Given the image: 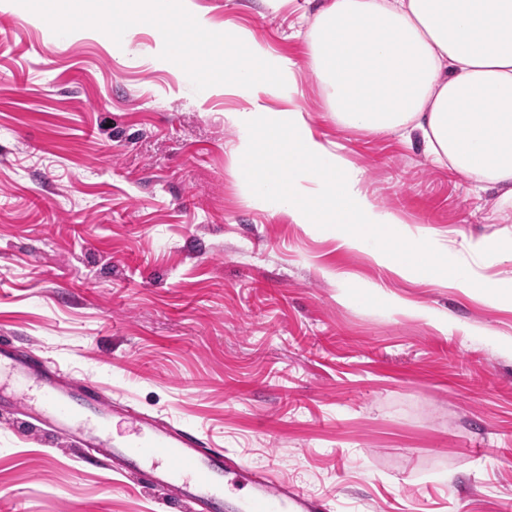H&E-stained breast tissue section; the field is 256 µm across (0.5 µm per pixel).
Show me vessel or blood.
Returning a JSON list of instances; mask_svg holds the SVG:
<instances>
[{
	"mask_svg": "<svg viewBox=\"0 0 512 512\" xmlns=\"http://www.w3.org/2000/svg\"><path fill=\"white\" fill-rule=\"evenodd\" d=\"M0 370L13 380L11 398L28 418L100 449L106 460L170 491L177 510L186 504L193 512H223L224 487L233 482L247 490L235 503L238 512H324L323 500L269 471L204 450L198 433L177 423L132 412L127 416L131 436L114 440L112 403L95 383L61 381L55 366L28 364L5 341H0Z\"/></svg>",
	"mask_w": 512,
	"mask_h": 512,
	"instance_id": "obj_1",
	"label": "vessel or blood"
}]
</instances>
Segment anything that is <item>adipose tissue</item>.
<instances>
[{
    "mask_svg": "<svg viewBox=\"0 0 512 512\" xmlns=\"http://www.w3.org/2000/svg\"><path fill=\"white\" fill-rule=\"evenodd\" d=\"M151 25L161 61L210 94L187 47L211 29L189 0H101L98 32L113 46ZM221 85L242 100L224 119L239 132L237 181L256 206L297 224H357L341 246L367 251L399 275L467 290L486 242L454 251L399 229L367 194L360 170L312 130L295 98L299 64L235 26L224 27ZM308 66L338 125L373 136L419 133L427 156L512 202V0H328L306 31ZM276 155L266 166L259 152ZM406 242L402 252L391 240Z\"/></svg>",
    "mask_w": 512,
    "mask_h": 512,
    "instance_id": "adipose-tissue-1",
    "label": "adipose tissue"
}]
</instances>
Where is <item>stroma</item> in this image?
Here are the masks:
<instances>
[{"mask_svg": "<svg viewBox=\"0 0 512 512\" xmlns=\"http://www.w3.org/2000/svg\"><path fill=\"white\" fill-rule=\"evenodd\" d=\"M320 2L191 7L300 63L298 104L377 204L456 248L486 240L482 274L512 277L496 191L434 164L421 137L337 125L306 65ZM97 22L62 40L25 0L0 7V337L331 512H512V300L402 277L340 247L344 225L250 205L221 49L203 99L157 62L150 28L118 50ZM22 419L0 408V512H172L167 491Z\"/></svg>", "mask_w": 512, "mask_h": 512, "instance_id": "35a3bbf8", "label": "stroma"}]
</instances>
